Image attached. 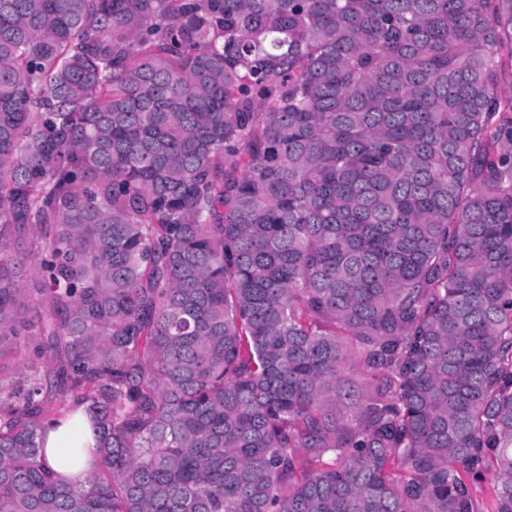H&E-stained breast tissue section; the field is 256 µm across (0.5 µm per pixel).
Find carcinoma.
Segmentation results:
<instances>
[{
	"instance_id": "cac0c4a2",
	"label": "carcinoma",
	"mask_w": 512,
	"mask_h": 512,
	"mask_svg": "<svg viewBox=\"0 0 512 512\" xmlns=\"http://www.w3.org/2000/svg\"><path fill=\"white\" fill-rule=\"evenodd\" d=\"M504 54L512 0H0V512H512ZM18 361L19 364L17 366L12 364V366L6 370L4 383L13 382L15 385L19 386L25 383L28 377V371L24 367V363L31 361L33 358L32 349L22 342L19 351H18ZM95 444V436L90 427L88 416L84 406H80L73 414V420L64 422L61 426L48 429L45 435V455L48 463L59 473L73 478L77 475L84 479L87 475L86 468H65L59 465L60 459L69 448H84L88 451Z\"/></svg>"
}]
</instances>
